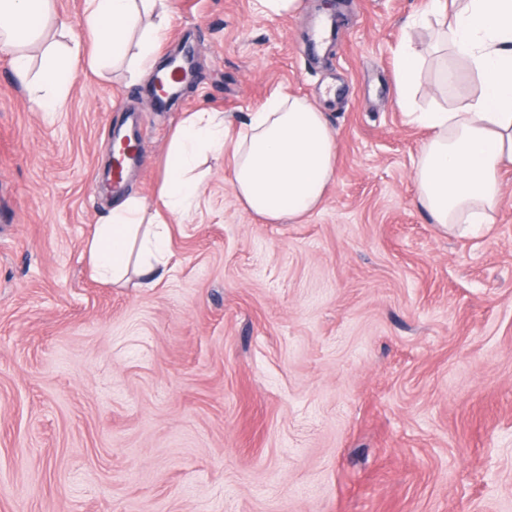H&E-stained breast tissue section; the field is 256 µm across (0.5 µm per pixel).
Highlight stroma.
Masks as SVG:
<instances>
[{
  "mask_svg": "<svg viewBox=\"0 0 512 512\" xmlns=\"http://www.w3.org/2000/svg\"><path fill=\"white\" fill-rule=\"evenodd\" d=\"M170 0L162 54L194 48L181 97L154 105L121 66L82 70L35 112L0 56V512H512V169L493 223L460 236L414 203L429 138L393 104L405 37L428 50L417 102L479 80L430 31L428 0ZM39 46L82 37L84 0H54ZM457 74L441 81V68ZM339 131L335 181L298 224L237 202L228 158L206 203L171 224L155 287L92 278L86 243L113 204L155 199L185 113L230 135L277 91ZM139 162L109 186L112 140Z\"/></svg>",
  "mask_w": 512,
  "mask_h": 512,
  "instance_id": "stroma-1",
  "label": "stroma"
}]
</instances>
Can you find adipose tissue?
Segmentation results:
<instances>
[{"label": "adipose tissue", "instance_id": "obj_1", "mask_svg": "<svg viewBox=\"0 0 512 512\" xmlns=\"http://www.w3.org/2000/svg\"><path fill=\"white\" fill-rule=\"evenodd\" d=\"M53 0H0V54L28 88L36 112L58 111L74 76L101 59L127 66L134 79L152 75L169 17L166 0H85L83 38L41 59L43 88L31 90L26 48L41 33ZM417 25H436L452 53L479 76L480 94L455 108L417 110L414 96L424 58L412 42L396 51V105L431 132L413 164L416 206L454 231L490 224L512 168V0H429ZM223 113H188L167 149L156 201L130 195L87 245L92 270L115 284L136 277L154 287L171 259L168 221L197 210L204 188L197 173L209 155L230 151L232 186L240 205L265 224H296L316 212L336 174L338 133L308 99L276 92L249 115L244 134L226 140Z\"/></svg>", "mask_w": 512, "mask_h": 512}]
</instances>
